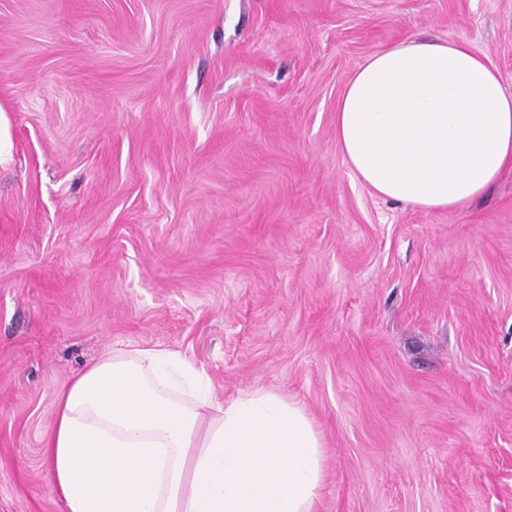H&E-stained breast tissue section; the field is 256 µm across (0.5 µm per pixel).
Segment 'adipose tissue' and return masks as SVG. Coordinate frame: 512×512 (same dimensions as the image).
Instances as JSON below:
<instances>
[{
  "instance_id": "ef3b65f1",
  "label": "adipose tissue",
  "mask_w": 512,
  "mask_h": 512,
  "mask_svg": "<svg viewBox=\"0 0 512 512\" xmlns=\"http://www.w3.org/2000/svg\"><path fill=\"white\" fill-rule=\"evenodd\" d=\"M358 180L426 211L482 195L512 168V92L464 40L371 53L336 109ZM63 512H313L321 443L300 404L267 391L219 401L177 353H111L61 393L44 445Z\"/></svg>"
}]
</instances>
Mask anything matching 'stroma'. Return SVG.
I'll list each match as a JSON object with an SVG mask.
<instances>
[{"instance_id":"35a3bbf8","label":"stroma","mask_w":512,"mask_h":512,"mask_svg":"<svg viewBox=\"0 0 512 512\" xmlns=\"http://www.w3.org/2000/svg\"><path fill=\"white\" fill-rule=\"evenodd\" d=\"M411 36L512 91V0H0V512H62L57 398L139 348L299 401L314 512H512V169L416 210L336 141Z\"/></svg>"}]
</instances>
